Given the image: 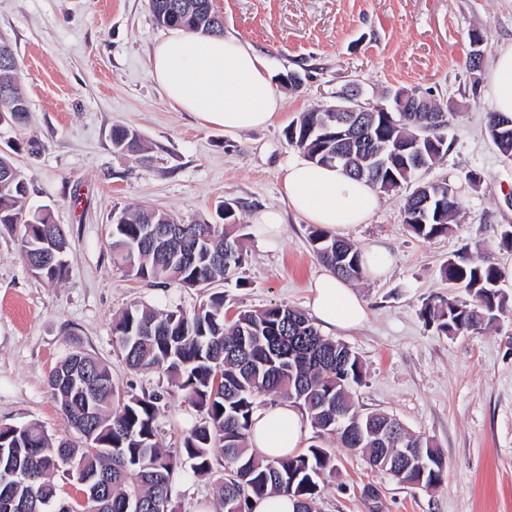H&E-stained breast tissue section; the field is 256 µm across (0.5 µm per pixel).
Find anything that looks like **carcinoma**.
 Here are the masks:
<instances>
[{
	"mask_svg": "<svg viewBox=\"0 0 512 512\" xmlns=\"http://www.w3.org/2000/svg\"><path fill=\"white\" fill-rule=\"evenodd\" d=\"M157 25L181 27L201 35L224 34V23L212 0H149ZM29 111L21 86V70L12 46L0 43V113L13 116ZM326 113L312 108L288 126V142L300 153L324 164L321 156L333 149H349L346 139L321 135ZM381 113L367 115L369 128L360 132L376 150L387 143L408 144L429 133L430 115L410 112L394 115V122L377 133L372 122ZM502 115L488 114L487 131L500 153L512 159V126ZM112 144L139 158L146 151L133 130L117 127ZM417 170L387 167L375 178L364 176L380 194H392L411 182ZM433 199L424 224L411 221L405 205L404 221L418 238L432 239L453 230L461 210L457 188L447 181L425 186ZM209 223L190 222L172 213L144 205L127 206L109 225V247L127 275L156 284H177L203 291L204 298L190 311L133 304L112 321V335L126 365L137 372L157 373L169 386L185 394L201 418L187 430L179 448H161L157 420L164 409V391L137 395L122 391L112 381L108 366L77 347L70 348L47 378V387L73 430L54 438L37 422L0 426V478L20 469L29 478L13 494L21 512H175L172 486L184 467L196 477H209L215 461H224L225 477L216 487L215 512H251L253 500L279 492L296 500V512H312L324 481L335 471L329 451L312 444L279 459L259 456L248 444L251 419L259 398L287 399L307 413L321 437H334L343 447L367 458L374 467L394 468V449L420 448L425 469H407L398 481L432 489L444 477V455L430 439L402 430L393 443H381L393 417L384 412H361L355 388L365 376L358 355L347 344L321 334L305 314L284 305L241 310L229 318L224 292L218 287L234 278L243 284L247 261L246 237L240 233L237 210ZM16 234L27 267L42 281L58 285L66 278L69 243L62 225L49 209L28 207V186L12 156L0 152V230ZM310 245L319 260L342 279L363 277L361 251L351 243L314 228ZM61 258L44 260L48 250ZM442 275L450 288H463L468 298L456 296L423 303L421 316L448 336L477 334L494 326L509 311L499 269L459 257L448 258ZM339 411L358 437L336 431L330 413ZM63 472L79 481L86 476L103 481L102 491L82 485L87 502L66 500L52 475Z\"/></svg>",
	"mask_w": 512,
	"mask_h": 512,
	"instance_id": "1",
	"label": "carcinoma"
}]
</instances>
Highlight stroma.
Here are the masks:
<instances>
[{"label":"stroma","instance_id":"1","mask_svg":"<svg viewBox=\"0 0 512 512\" xmlns=\"http://www.w3.org/2000/svg\"><path fill=\"white\" fill-rule=\"evenodd\" d=\"M226 34L259 50L272 78L298 73L284 105L263 129L228 133L199 123L165 100L148 57L167 28L148 0H0V34L11 42L30 112L25 126L0 124V151L11 154L29 187L32 208H50L64 225L70 262L61 285L29 272L14 236L0 234V425L34 421L56 437L71 435L46 385L70 346L106 363L115 384L135 394L161 384L130 370L113 342L112 317L135 303L191 309L198 291L127 277L107 245L114 213L130 204L213 220L217 205H237L244 226L264 208L284 212V232L264 249L247 238L244 285L224 283L228 313L286 305L306 310L309 283L324 266L309 243L311 227L289 211L284 168L299 158L287 126L301 112L332 104L353 85L376 103L415 88L459 118L445 132L448 150L421 182L457 184L460 222L433 239L403 222L412 192L381 195L366 224L348 236L363 247L381 240L394 264L381 279L357 282L368 308L359 328L334 332L364 364L355 400L362 411L393 415L412 434L442 449L443 482L426 490L372 468L333 438L308 429L304 445L334 458L319 512H512V316L480 334L445 336L420 315L424 301L448 294L442 268L451 256L499 266L512 250L496 245L512 224V160L486 131L491 110L487 69L512 46V0H213ZM484 36V69L471 72L470 35ZM126 126L149 146L136 161L112 146ZM480 173L470 187L465 174ZM159 417L160 442L174 449L200 415L171 390ZM185 479L172 489L178 512H212L223 476Z\"/></svg>","mask_w":512,"mask_h":512}]
</instances>
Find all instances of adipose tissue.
<instances>
[{
    "instance_id": "ef3b65f1",
    "label": "adipose tissue",
    "mask_w": 512,
    "mask_h": 512,
    "mask_svg": "<svg viewBox=\"0 0 512 512\" xmlns=\"http://www.w3.org/2000/svg\"><path fill=\"white\" fill-rule=\"evenodd\" d=\"M149 64L165 97L205 125L228 132L260 129L282 109L264 57L236 37L174 29L153 46ZM489 82L492 109L512 116V48L497 56ZM283 188L292 210L338 238L367 223L380 204L367 182L305 159L289 162ZM311 290V309L323 329H351L366 320L363 298L336 274L318 275ZM307 424V415L282 399L254 413L248 441L262 457H283L301 448Z\"/></svg>"
}]
</instances>
